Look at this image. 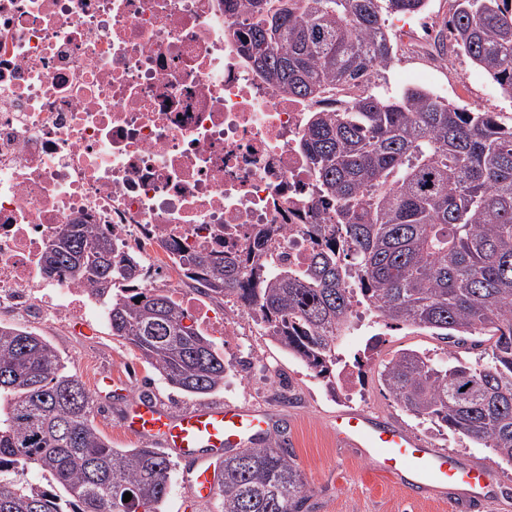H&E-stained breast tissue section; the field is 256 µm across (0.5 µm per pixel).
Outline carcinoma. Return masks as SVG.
Segmentation results:
<instances>
[{"label": "carcinoma", "mask_w": 512, "mask_h": 512, "mask_svg": "<svg viewBox=\"0 0 512 512\" xmlns=\"http://www.w3.org/2000/svg\"><path fill=\"white\" fill-rule=\"evenodd\" d=\"M247 2L239 34L252 68L317 102L371 84L394 57L388 17L420 14L427 0ZM444 27L453 51L512 98V0H450ZM302 147L324 200L336 204L333 223L309 225L308 262H268L281 231L271 225L242 260L181 257L184 277L253 311L270 340L333 392L357 305L458 346L487 337L473 361L401 349L379 380L415 418L512 465V125L423 88L369 91L313 111ZM43 263L49 276L90 284L112 335L169 385L197 395L224 387L215 340L166 291L135 287L140 263L115 254L96 225H64ZM94 408L49 341L0 324V512H160L173 461L155 448L112 447ZM217 499L220 512H303L307 495L292 453L269 440L224 456Z\"/></svg>", "instance_id": "carcinoma-1"}]
</instances>
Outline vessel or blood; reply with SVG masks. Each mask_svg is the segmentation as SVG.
Returning a JSON list of instances; mask_svg holds the SVG:
<instances>
[{
    "label": "vessel or blood",
    "instance_id": "vessel-or-blood-1",
    "mask_svg": "<svg viewBox=\"0 0 512 512\" xmlns=\"http://www.w3.org/2000/svg\"><path fill=\"white\" fill-rule=\"evenodd\" d=\"M128 434L177 449L193 461L189 485L197 498L215 493L211 454L241 448L265 435L269 423L255 409L208 406L170 415L160 406L141 401L129 406L124 422ZM333 429L346 446L359 449L375 467L399 478L416 497L463 490V505L478 512L489 498L488 466L461 465L447 451L430 447L402 427L382 424L367 411L352 410L337 415Z\"/></svg>",
    "mask_w": 512,
    "mask_h": 512
}]
</instances>
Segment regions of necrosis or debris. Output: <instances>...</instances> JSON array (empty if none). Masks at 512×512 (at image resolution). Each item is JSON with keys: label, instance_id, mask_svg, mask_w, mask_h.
Segmentation results:
<instances>
[{"label": "necrosis or debris", "instance_id": "necrosis-or-debris-1", "mask_svg": "<svg viewBox=\"0 0 512 512\" xmlns=\"http://www.w3.org/2000/svg\"><path fill=\"white\" fill-rule=\"evenodd\" d=\"M246 0H0V308L86 316L94 288L46 277L65 224H94L205 335L233 305L183 291L182 254L241 257L259 228L295 264L327 210L300 147L313 103L263 80L234 21Z\"/></svg>", "mask_w": 512, "mask_h": 512}]
</instances>
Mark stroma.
<instances>
[{
    "label": "stroma",
    "instance_id": "1",
    "mask_svg": "<svg viewBox=\"0 0 512 512\" xmlns=\"http://www.w3.org/2000/svg\"><path fill=\"white\" fill-rule=\"evenodd\" d=\"M448 18V0H428L418 16L392 17L389 32L394 59L390 67L375 74L374 90L397 93L421 87L453 103L497 112L504 120H511L512 98L466 56L452 53L442 61L427 54L428 36ZM0 323L24 328L50 341L86 389H93L96 377L105 372L123 381L122 391L98 401L94 414L95 426L113 447H140V440L124 433L122 419L130 401L145 393L174 414L199 404H230L265 412L272 424H287L288 448L309 491L308 512H452L448 500L414 498L404 486L383 476L358 450L340 445L330 428V420L339 410L362 408L384 415L464 463H484L490 456L479 443L462 442L417 424L383 389L378 376L382 363L400 349L426 351L442 362L451 356L471 360L478 357V350L447 344L426 331L387 325L372 312L341 343L342 359L354 382L333 393L302 362L264 336H234L221 347L225 358L251 361L241 384L231 390L193 395L166 384L138 352L113 337L107 325H98L95 335L85 336L73 319L34 321L1 309ZM186 467V461H176L161 512H218L217 501L192 499L183 482Z\"/></svg>",
    "mask_w": 512,
    "mask_h": 512
}]
</instances>
